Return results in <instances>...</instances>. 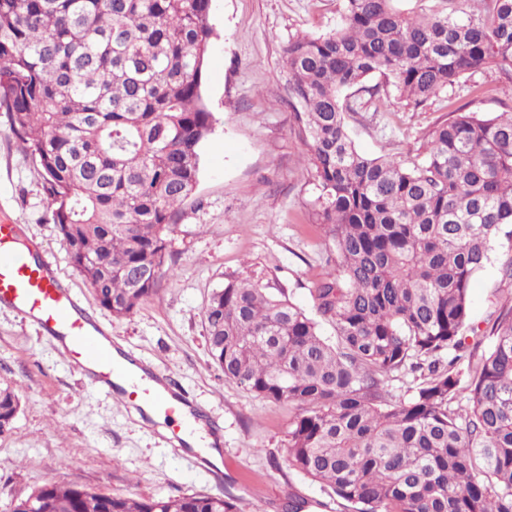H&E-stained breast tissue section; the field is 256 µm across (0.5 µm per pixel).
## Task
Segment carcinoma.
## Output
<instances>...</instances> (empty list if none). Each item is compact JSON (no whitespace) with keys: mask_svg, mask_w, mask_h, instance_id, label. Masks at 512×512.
Here are the masks:
<instances>
[{"mask_svg":"<svg viewBox=\"0 0 512 512\" xmlns=\"http://www.w3.org/2000/svg\"><path fill=\"white\" fill-rule=\"evenodd\" d=\"M401 2L343 0L336 32L288 42L333 271L312 315L262 272L226 278L204 311L209 355L224 379L294 410L288 467L355 512H512V305L488 352L460 367L471 279L512 237V113L453 110L409 160L360 153L345 122L392 90L419 106L482 68L512 79V0ZM210 5L0 0V112L71 264L117 318L168 275L167 236L198 181ZM408 372V397L388 400ZM20 406L0 388V434ZM30 496L35 512H241L230 492L142 498L55 481Z\"/></svg>","mask_w":512,"mask_h":512,"instance_id":"carcinoma-1","label":"carcinoma"}]
</instances>
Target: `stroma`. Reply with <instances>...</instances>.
Listing matches in <instances>:
<instances>
[{
  "instance_id": "1",
  "label": "stroma",
  "mask_w": 512,
  "mask_h": 512,
  "mask_svg": "<svg viewBox=\"0 0 512 512\" xmlns=\"http://www.w3.org/2000/svg\"><path fill=\"white\" fill-rule=\"evenodd\" d=\"M341 0H212L202 76L213 128L201 148L196 188L180 206L167 239L173 278L130 316L117 319L73 268L46 217L41 177L0 114V224H16L38 260L115 338L122 352L175 372L183 391L224 435L220 470L200 452L174 453L159 428L96 391L57 342L17 312L0 308V385L14 386L21 409L0 436V512L48 481L108 494L213 496L232 492L243 512H283L288 500L304 512H348L284 464L291 409L225 380L207 347L204 308L226 277L265 272L274 287L313 311L311 294L328 271V245L311 222L315 197L303 134L291 114L284 49L297 35L332 33ZM497 115L512 110V80L488 67L467 76L451 96L414 106L390 95L378 112L347 113L349 134L369 156H415L424 134L450 107ZM512 240L500 236L491 261L469 289L466 341L474 355L491 345L489 330L506 303L502 261Z\"/></svg>"
}]
</instances>
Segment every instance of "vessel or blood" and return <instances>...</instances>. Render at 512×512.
I'll list each match as a JSON object with an SVG mask.
<instances>
[{
	"label": "vessel or blood",
	"instance_id": "obj_1",
	"mask_svg": "<svg viewBox=\"0 0 512 512\" xmlns=\"http://www.w3.org/2000/svg\"><path fill=\"white\" fill-rule=\"evenodd\" d=\"M16 235V225L0 224V307L15 310L58 341L77 370L123 407L165 415L167 443L174 451L183 450L203 419L202 409L174 391L170 374L117 351L111 336L62 288L56 269L32 262L14 247Z\"/></svg>",
	"mask_w": 512,
	"mask_h": 512
}]
</instances>
